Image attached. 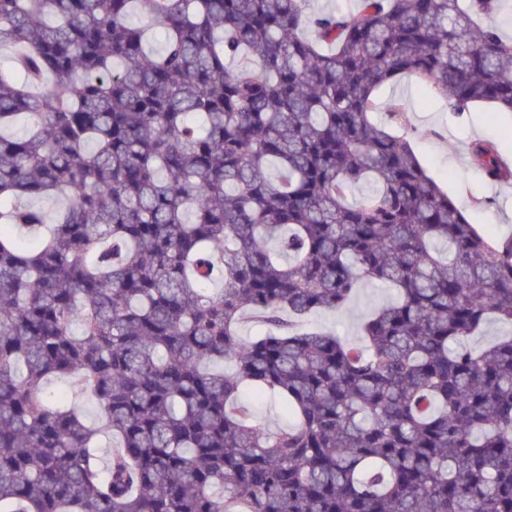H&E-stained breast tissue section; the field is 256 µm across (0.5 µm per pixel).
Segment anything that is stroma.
I'll return each mask as SVG.
<instances>
[{
    "instance_id": "35a3bbf8",
    "label": "stroma",
    "mask_w": 512,
    "mask_h": 512,
    "mask_svg": "<svg viewBox=\"0 0 512 512\" xmlns=\"http://www.w3.org/2000/svg\"><path fill=\"white\" fill-rule=\"evenodd\" d=\"M393 102L403 110L404 130L417 157L477 230L491 232L496 238L512 237V182L489 181L467 161L471 141L490 139L502 158L512 164V115L498 112L488 103H474L458 113L435 92L421 91L403 79L378 91L374 119L387 120ZM393 296L385 285L365 281L344 308L312 313L305 325L356 344L363 317Z\"/></svg>"
}]
</instances>
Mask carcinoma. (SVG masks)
Segmentation results:
<instances>
[{"instance_id":"cac0c4a2","label":"carcinoma","mask_w":512,"mask_h":512,"mask_svg":"<svg viewBox=\"0 0 512 512\" xmlns=\"http://www.w3.org/2000/svg\"><path fill=\"white\" fill-rule=\"evenodd\" d=\"M506 7L0 0L27 75L0 66V512H512V332L468 343L512 327V238L372 117L403 76L512 113ZM468 159L512 179L490 140ZM363 280L396 298L360 345L301 328ZM49 391L55 393L56 389H65L68 394L76 399L82 407L89 422H93L99 415V406L95 399L81 394L79 384L72 379H54L49 384ZM243 403L252 408L258 423L269 427L271 430L284 427L288 423V419L281 412L279 403L274 400L254 402L250 395L245 393Z\"/></svg>"}]
</instances>
